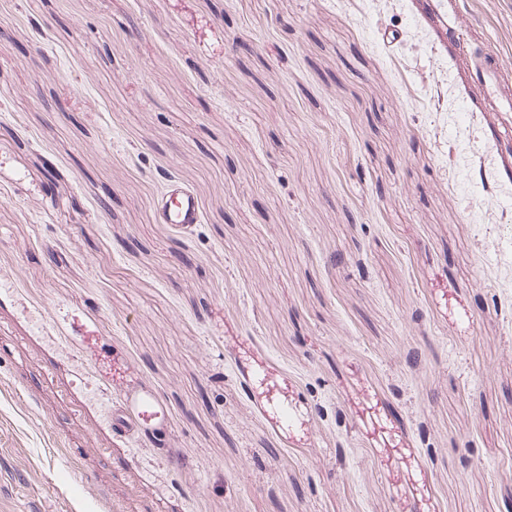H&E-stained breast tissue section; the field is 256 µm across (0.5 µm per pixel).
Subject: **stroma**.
I'll return each instance as SVG.
<instances>
[{
	"label": "stroma",
	"mask_w": 512,
	"mask_h": 512,
	"mask_svg": "<svg viewBox=\"0 0 512 512\" xmlns=\"http://www.w3.org/2000/svg\"><path fill=\"white\" fill-rule=\"evenodd\" d=\"M446 5L0 0V512H512V0ZM473 60L475 78L490 91L497 112H512V95L501 93L506 74L500 57L492 51H485L473 55ZM200 210L201 204L196 194L184 188H171L162 213V221L165 224L187 226L197 224Z\"/></svg>",
	"instance_id": "stroma-1"
}]
</instances>
